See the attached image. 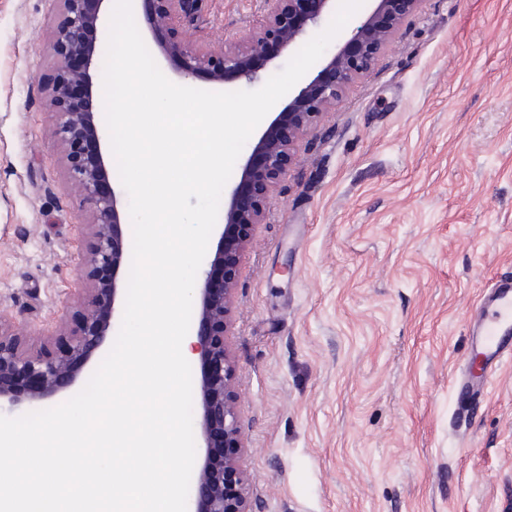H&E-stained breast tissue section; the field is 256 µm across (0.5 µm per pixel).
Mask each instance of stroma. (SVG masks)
<instances>
[{
  "instance_id": "stroma-1",
  "label": "stroma",
  "mask_w": 512,
  "mask_h": 512,
  "mask_svg": "<svg viewBox=\"0 0 512 512\" xmlns=\"http://www.w3.org/2000/svg\"><path fill=\"white\" fill-rule=\"evenodd\" d=\"M264 0L178 19L215 49ZM58 0H0V310L52 348L89 213L53 133ZM512 274V0H423L304 139L229 341L254 512H512V364L456 424L483 288Z\"/></svg>"
}]
</instances>
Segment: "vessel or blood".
Segmentation results:
<instances>
[{
    "label": "vessel or blood",
    "instance_id": "vessel-or-blood-1",
    "mask_svg": "<svg viewBox=\"0 0 512 512\" xmlns=\"http://www.w3.org/2000/svg\"><path fill=\"white\" fill-rule=\"evenodd\" d=\"M482 318L471 336L475 364L455 381L459 397L489 393L497 371L512 363V279L495 281L480 298Z\"/></svg>",
    "mask_w": 512,
    "mask_h": 512
}]
</instances>
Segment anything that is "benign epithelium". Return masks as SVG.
I'll use <instances>...</instances> for the list:
<instances>
[{
    "label": "benign epithelium",
    "instance_id": "7a95c632",
    "mask_svg": "<svg viewBox=\"0 0 512 512\" xmlns=\"http://www.w3.org/2000/svg\"><path fill=\"white\" fill-rule=\"evenodd\" d=\"M60 2L63 17L55 41L52 117L55 136L66 151L68 176L80 188L82 207L92 217L91 241L81 260L88 297L78 329L60 330L66 344L51 356L20 348L11 318L0 313V411L31 409L90 378L89 363L104 344L123 288V215L109 181L96 116L71 107L73 97L89 98L98 86L100 59L95 49L107 0ZM264 2L268 10L262 26L241 31L218 52L189 44L176 31V19L192 11L196 0H142V12L157 54L171 71L186 79L223 84L261 79L270 62L285 51L297 52L307 31L336 9V0ZM421 2L368 0L363 19L345 32L336 52L288 92V103L261 136L224 202L214 256L199 288L193 343L201 367L199 435L204 454L194 473L200 512H253L235 392L236 365L226 339L244 249L263 221L275 185L295 160L298 142L371 67Z\"/></svg>",
    "mask_w": 512,
    "mask_h": 512
}]
</instances>
